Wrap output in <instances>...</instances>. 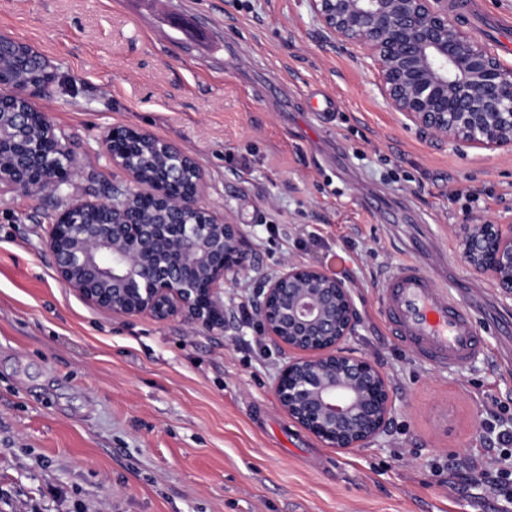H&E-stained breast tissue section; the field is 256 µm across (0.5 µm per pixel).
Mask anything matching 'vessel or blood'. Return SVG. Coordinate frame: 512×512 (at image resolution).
I'll list each match as a JSON object with an SVG mask.
<instances>
[{"mask_svg": "<svg viewBox=\"0 0 512 512\" xmlns=\"http://www.w3.org/2000/svg\"><path fill=\"white\" fill-rule=\"evenodd\" d=\"M379 301L391 335L426 364L461 366L485 352L473 305L439 286L416 262L400 263L385 276Z\"/></svg>", "mask_w": 512, "mask_h": 512, "instance_id": "obj_1", "label": "vessel or blood"}]
</instances>
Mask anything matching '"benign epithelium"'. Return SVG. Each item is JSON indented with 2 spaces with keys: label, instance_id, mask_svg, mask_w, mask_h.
Wrapping results in <instances>:
<instances>
[{
  "label": "benign epithelium",
  "instance_id": "1",
  "mask_svg": "<svg viewBox=\"0 0 512 512\" xmlns=\"http://www.w3.org/2000/svg\"><path fill=\"white\" fill-rule=\"evenodd\" d=\"M320 29L361 49L388 105L420 131L460 148L512 154V69L448 16V0H309ZM31 112L0 113V183L31 196L58 191L75 160L48 130L20 133ZM112 163L134 188L108 201L71 204L54 216L45 246L58 279L115 315L158 322L187 316L224 328V279L244 272L249 249L232 216L201 203L197 161L146 132L114 127ZM99 210L105 219L90 224ZM467 265L512 296V224H455ZM256 320L278 345L302 353L278 369L274 388L290 420L331 447L379 438L395 406L372 358L345 347L359 324L351 286L293 260L257 289Z\"/></svg>",
  "mask_w": 512,
  "mask_h": 512
}]
</instances>
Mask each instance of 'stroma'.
<instances>
[{
	"instance_id": "stroma-1",
	"label": "stroma",
	"mask_w": 512,
	"mask_h": 512,
	"mask_svg": "<svg viewBox=\"0 0 512 512\" xmlns=\"http://www.w3.org/2000/svg\"><path fill=\"white\" fill-rule=\"evenodd\" d=\"M0 33L49 61L28 95L76 160L57 193L0 185V512H503L477 473L445 471L512 432V346L487 327L512 323V297L451 227L512 224V155L420 133L308 0H0ZM313 85L333 117L307 111ZM117 126L195 157L203 203L249 241L226 329L114 315L57 279L53 215L130 185L104 144ZM417 258L441 286L484 288L475 362L442 371L390 336L381 277ZM289 259L349 283L346 346L388 378L391 424L363 447H327L278 406L288 349L242 306Z\"/></svg>"
}]
</instances>
